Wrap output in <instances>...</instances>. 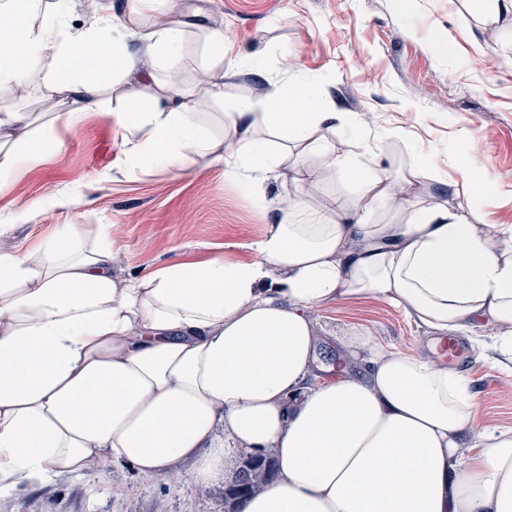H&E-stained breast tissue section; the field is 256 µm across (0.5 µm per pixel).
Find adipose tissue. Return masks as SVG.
I'll return each instance as SVG.
<instances>
[{"mask_svg": "<svg viewBox=\"0 0 512 512\" xmlns=\"http://www.w3.org/2000/svg\"><path fill=\"white\" fill-rule=\"evenodd\" d=\"M42 3L0 0V84L47 70L48 92L81 102L57 120L110 110L137 168L181 172L208 153L225 174L262 171L281 166L285 141L298 172L251 262L178 259L124 278L126 250L108 225L92 237L63 225L33 251L0 236V499L105 463L212 485L236 448L275 459L241 512H512V430L463 447L475 403L462 371L355 333L342 342L365 353V373L340 362L320 378L311 317L375 298L434 330L435 345L490 331L493 351L512 354V225L422 204L410 179L379 168L383 143L337 154L334 115L305 85L225 113L217 154L196 123L205 97L176 75L150 100L109 109L128 24L97 0L95 25L70 32ZM24 119L0 109L1 178L39 157L3 145ZM312 154L354 192L304 224L299 169Z\"/></svg>", "mask_w": 512, "mask_h": 512, "instance_id": "adipose-tissue-1", "label": "adipose tissue"}]
</instances>
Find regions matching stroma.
I'll use <instances>...</instances> for the list:
<instances>
[{
    "mask_svg": "<svg viewBox=\"0 0 512 512\" xmlns=\"http://www.w3.org/2000/svg\"><path fill=\"white\" fill-rule=\"evenodd\" d=\"M182 23L175 68L183 88L204 89L197 79L213 68L226 77L224 98L201 110L197 123L210 141L224 137V111L241 100L260 102L299 81L316 86L319 109L336 115V152L357 153L391 135L378 163L410 170L419 154L432 164L416 183L426 201L463 200L457 169L468 142L480 146V175L494 185L472 217L477 224H512V0H494L490 13L473 0H172ZM223 28L228 49L216 59L208 35ZM453 109H444V102ZM70 96L48 94L44 72L21 86L0 85V108L33 113L14 139L28 147L53 125L43 156L0 183V225L11 244L28 249L63 224L95 234L112 224L126 247V273L144 275L178 258L224 255L249 262L251 249L276 223L273 203L288 191L283 169L242 170L200 159L175 173L158 167L131 170L121 136L105 113L54 123L71 109ZM372 121H365L364 113ZM305 191L311 208L346 202L351 186L339 176L316 177L317 158ZM321 368L336 360L337 337L359 330L381 348L429 353L431 331L403 310L376 299L316 308ZM469 343L459 363L471 382L476 414L465 443L480 433L512 429V368L482 357ZM0 512H224V487L190 480L167 483L128 464H106L91 474L0 500Z\"/></svg>",
    "mask_w": 512,
    "mask_h": 512,
    "instance_id": "obj_1",
    "label": "stroma"
}]
</instances>
